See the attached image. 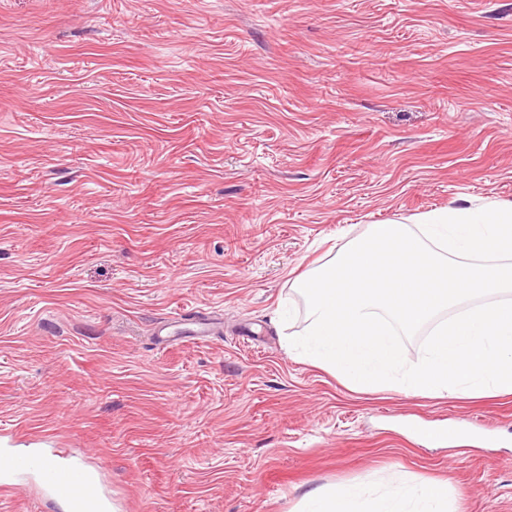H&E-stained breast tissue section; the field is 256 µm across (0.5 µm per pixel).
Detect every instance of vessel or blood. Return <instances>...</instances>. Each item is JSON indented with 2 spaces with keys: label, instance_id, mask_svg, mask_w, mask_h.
Segmentation results:
<instances>
[{
  "label": "vessel or blood",
  "instance_id": "obj_1",
  "mask_svg": "<svg viewBox=\"0 0 512 512\" xmlns=\"http://www.w3.org/2000/svg\"><path fill=\"white\" fill-rule=\"evenodd\" d=\"M37 477L42 489L64 501L68 512H105L106 504L93 487V472L85 461H53L44 456L0 449V497L16 493L21 479Z\"/></svg>",
  "mask_w": 512,
  "mask_h": 512
}]
</instances>
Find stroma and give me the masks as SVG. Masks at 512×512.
<instances>
[{"instance_id":"35a3bbf8","label":"stroma","mask_w":512,"mask_h":512,"mask_svg":"<svg viewBox=\"0 0 512 512\" xmlns=\"http://www.w3.org/2000/svg\"><path fill=\"white\" fill-rule=\"evenodd\" d=\"M489 202L512 0H0V430L57 432L116 512L430 480L512 512V394L357 392L285 348L295 278L368 225ZM179 310L222 334L159 344Z\"/></svg>"}]
</instances>
